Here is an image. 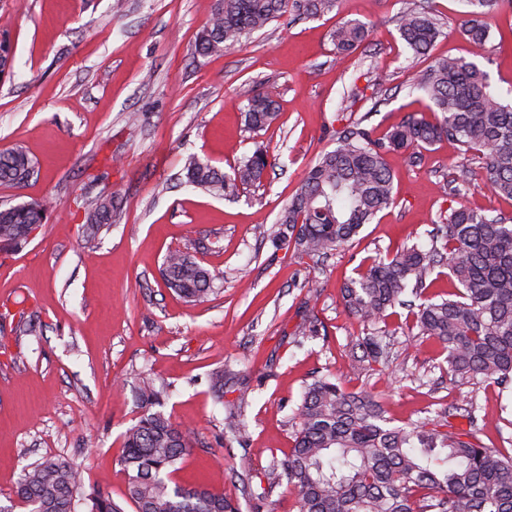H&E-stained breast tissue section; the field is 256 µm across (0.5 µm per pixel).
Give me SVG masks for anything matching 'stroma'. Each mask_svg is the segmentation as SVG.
I'll return each mask as SVG.
<instances>
[{"label":"stroma","instance_id":"obj_1","mask_svg":"<svg viewBox=\"0 0 512 512\" xmlns=\"http://www.w3.org/2000/svg\"><path fill=\"white\" fill-rule=\"evenodd\" d=\"M406 3L339 0L329 14L280 20L203 57L196 38L214 0H0L14 48V74L0 79V150L22 148L35 163L25 184H0V205H50L31 241L0 255V504L24 466L62 455L133 512L122 435L142 413L144 376L167 386L164 413L195 432L172 482L227 494L241 512H299L296 492L268 487L265 472L292 446L304 385L323 375L372 393L398 423L450 410L454 429H476L482 443L512 454V390L451 381L440 345L413 336L403 319L388 322L392 363L349 371L365 327L345 311L340 289L364 258L431 248L451 207L512 216V200L480 177L453 193L457 144L412 161L389 155L396 201L342 251L317 260L268 237L308 168L334 148L336 130L360 121L380 137L407 114H428L407 86L411 73L437 57H470L459 0H435L442 34L412 56L398 31ZM343 19L370 24L371 35L340 56L329 32ZM486 21L479 62L503 93L512 89V10ZM267 89L279 117L250 132L243 107ZM132 112L138 125L127 122ZM259 145L279 162L237 199L175 182L187 154L227 172ZM107 194L122 201L119 219L86 240L84 212ZM172 249L222 284L197 303L179 298L161 276ZM225 366L246 391L240 443L225 440L223 403L209 387ZM466 396L478 405L477 424L454 412Z\"/></svg>","mask_w":512,"mask_h":512}]
</instances>
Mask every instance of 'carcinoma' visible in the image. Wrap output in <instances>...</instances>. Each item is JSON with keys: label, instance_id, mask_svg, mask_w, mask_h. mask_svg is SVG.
Returning <instances> with one entry per match:
<instances>
[{"label": "carcinoma", "instance_id": "obj_1", "mask_svg": "<svg viewBox=\"0 0 512 512\" xmlns=\"http://www.w3.org/2000/svg\"><path fill=\"white\" fill-rule=\"evenodd\" d=\"M468 19L464 37L485 48L490 28L484 17L512 0H461ZM338 0H215L210 19L197 36L199 55L232 48L248 35L286 16L316 18L336 9ZM370 27L345 20L330 34L336 53L357 50ZM399 34L413 55H425L441 30L431 0L412 2L400 18ZM410 91L426 97L434 121L406 116L386 136L356 122L336 132V147L319 155L288 205L280 212L271 241L310 258L338 251L363 225L394 204L393 175L387 155L417 151L441 140L483 159V179L491 193L512 199V102L491 90L490 76L478 62L437 58L415 74ZM279 115L276 94L260 92L244 107L245 126L260 131ZM275 158L263 147L244 155L223 172L196 154L184 157V183L214 197H232L261 182ZM34 173L20 147L0 152V183L19 185ZM121 201L103 196L87 210L85 237L92 240L116 221ZM49 206L33 200L0 208V242L18 249L45 224ZM442 249L407 246L370 260L340 289L346 311L376 326L406 292L418 296L435 268L445 264L456 292L425 298L417 306L419 335L437 341L447 353L448 372L463 381L512 385V218L454 209L441 228ZM167 288L187 303L201 302L214 287V275L187 251L166 253L161 269ZM366 361L388 358L377 336L357 340ZM236 374L228 367L210 375L215 398L224 404V434L246 436L244 397L224 401V386ZM144 411L123 434L122 463L128 474L127 497L135 512H240L237 500L205 486L171 485L170 473L192 447V432L159 410L163 389L140 381ZM293 446L269 465L271 486L282 482L299 497V512H512V456L490 448L472 431L453 429L446 417L391 426L382 405L370 395L349 392L329 376L305 385L296 409ZM29 512H121L112 497L85 490L81 465L47 456L22 469L13 491Z\"/></svg>", "mask_w": 512, "mask_h": 512}]
</instances>
